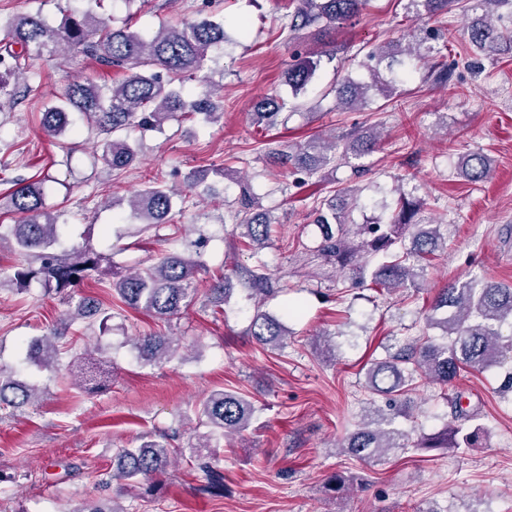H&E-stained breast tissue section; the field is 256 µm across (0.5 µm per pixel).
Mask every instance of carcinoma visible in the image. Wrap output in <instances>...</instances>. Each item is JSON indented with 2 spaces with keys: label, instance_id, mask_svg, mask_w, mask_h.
<instances>
[{
  "label": "carcinoma",
  "instance_id": "carcinoma-1",
  "mask_svg": "<svg viewBox=\"0 0 512 512\" xmlns=\"http://www.w3.org/2000/svg\"><path fill=\"white\" fill-rule=\"evenodd\" d=\"M83 0L82 7L63 11L64 18L50 26L42 11L28 12L7 23L8 41L0 54V90L9 79H19L27 72L29 61L41 56L48 58L63 52L82 54L95 59L106 70L126 71L121 82L108 85L93 79L67 83L47 107L41 120L44 135L53 142L60 141L70 126V114L78 112L88 117L101 135L98 141L99 159L113 168H124L136 157L134 133L160 127L170 114L187 112L204 122L216 118L217 106L210 96L187 101L183 95L187 79L206 80L208 62L224 50V23L210 19L186 22L180 26H161L147 37L131 29L127 23L115 26L97 14L93 3ZM369 0H297L295 11L285 26L288 40L300 31L315 27L327 30L337 23L361 14ZM470 44L485 56H493L503 47H512V33L503 32L487 18L476 19L465 29ZM427 38L417 37L408 44L405 55L423 60L431 48ZM319 60L300 56L288 68L286 83L293 97L305 92L313 78ZM391 82L375 74L372 82H356L349 78L336 84L334 92L339 103L353 108L368 102L372 90L386 96ZM288 101L279 96H267L253 105L252 120L267 128L278 125L288 108ZM380 135L374 129H357L341 139L325 140L319 136L277 153L283 166L314 175L322 168L338 162H349L370 154ZM462 173L472 183L485 180L492 171V161L480 152L461 156ZM49 175L38 176L10 193L12 211L21 216L16 224L0 225V246L9 241L13 250L26 259L14 267L12 274L0 273V288L16 286L27 290L37 279L46 290L62 293L89 280L100 282L109 270L101 265L100 256L88 244L68 253L57 252L60 234L57 216L46 205V183ZM174 189L154 183L130 198L133 215L143 224H163L172 209ZM419 208L412 200L400 199L399 210L387 224H363L352 230L344 219V207L331 198L324 209L317 210L316 223L322 230L318 246L320 254L340 268L353 267L355 278L362 280L370 272L376 288H395L413 285L424 272L422 261L442 249L445 238L439 224H423L416 219ZM237 227L245 229V245L263 248L270 239L273 214L249 199H242ZM202 266L200 253L175 251L160 257L144 269H134L112 279L113 293L119 301L134 310L168 319L187 308L197 294L195 276ZM265 265L248 274L245 299L253 302L254 313L249 335L262 346H283L287 330L276 317L262 310L257 301L266 279ZM232 283L226 277L210 289V302L224 305L232 293ZM89 319L99 323L100 332L109 329L112 310L99 301L81 297L65 313V323L71 325ZM429 328L440 331L439 341L426 340L407 344L388 357L372 363L365 371V388L373 395L385 398V406L370 400L361 414L356 431L348 435L342 447L353 456L380 462L389 453L410 447L446 448L459 450L469 445L479 428L466 423L471 416L446 427L436 435L412 439L402 428L399 418L408 417L399 406L405 388L416 377L448 385L467 366L483 370L500 363L512 354V287L499 282L473 277L454 281L439 289L426 317ZM508 326L505 335L501 328ZM134 348L147 364L168 362L180 348L173 336H137ZM62 348L54 334L32 339L26 347L23 365L38 371L53 368L60 362ZM110 360L92 356L75 365L74 380L86 394L104 387ZM20 365L0 363V410L19 409L39 399V388L19 378ZM256 408L237 392L215 390L199 406V419L210 433L191 448L197 457L217 458L219 439L240 436L249 429ZM171 448L162 441L150 440L137 448H120L112 457V478L135 481L140 477L162 474L170 461Z\"/></svg>",
  "mask_w": 512,
  "mask_h": 512
}]
</instances>
